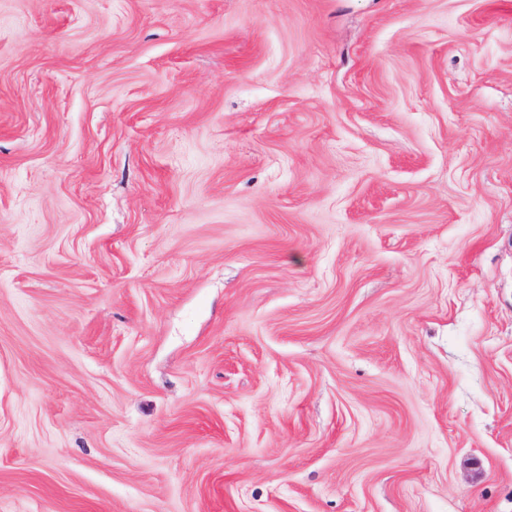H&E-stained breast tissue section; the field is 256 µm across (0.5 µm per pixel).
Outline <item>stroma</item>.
I'll return each instance as SVG.
<instances>
[{"label":"stroma","instance_id":"obj_1","mask_svg":"<svg viewBox=\"0 0 512 512\" xmlns=\"http://www.w3.org/2000/svg\"><path fill=\"white\" fill-rule=\"evenodd\" d=\"M0 512H512V0H0Z\"/></svg>","mask_w":512,"mask_h":512}]
</instances>
